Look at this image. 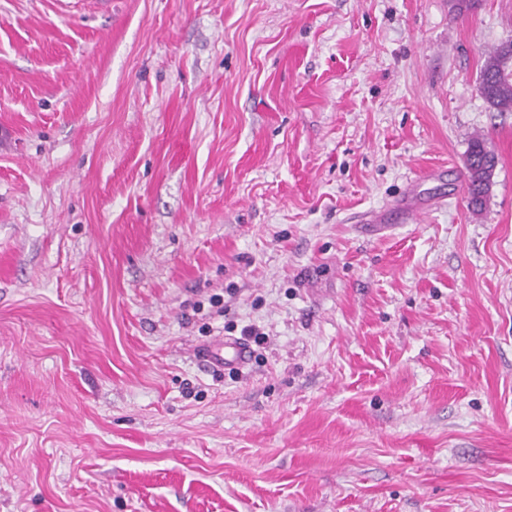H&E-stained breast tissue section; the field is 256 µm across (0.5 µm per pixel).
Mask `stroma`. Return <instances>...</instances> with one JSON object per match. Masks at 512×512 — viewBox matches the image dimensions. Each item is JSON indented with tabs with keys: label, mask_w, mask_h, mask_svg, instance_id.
I'll use <instances>...</instances> for the list:
<instances>
[{
	"label": "stroma",
	"mask_w": 512,
	"mask_h": 512,
	"mask_svg": "<svg viewBox=\"0 0 512 512\" xmlns=\"http://www.w3.org/2000/svg\"><path fill=\"white\" fill-rule=\"evenodd\" d=\"M508 39L512 0H0V512H512ZM479 96L497 112H512V40L487 54L477 77ZM464 165L469 205L477 210L492 186L496 167V157L488 149L484 135L472 138ZM203 361L210 367L223 370L225 364H244L248 358V350L237 342L218 341L203 353Z\"/></svg>",
	"instance_id": "stroma-1"
}]
</instances>
